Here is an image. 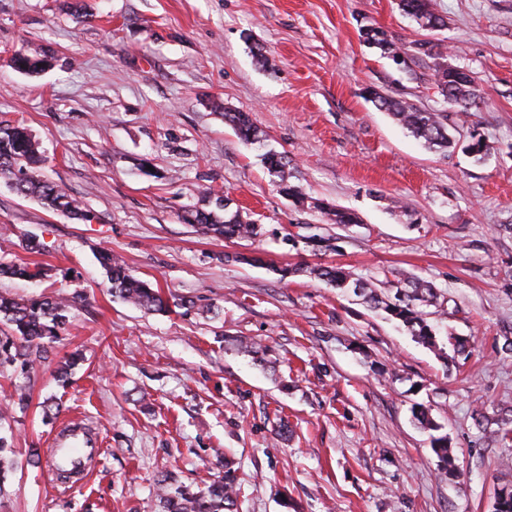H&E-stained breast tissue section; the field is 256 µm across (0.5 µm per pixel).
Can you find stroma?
Returning a JSON list of instances; mask_svg holds the SVG:
<instances>
[{
    "instance_id": "stroma-1",
    "label": "stroma",
    "mask_w": 512,
    "mask_h": 512,
    "mask_svg": "<svg viewBox=\"0 0 512 512\" xmlns=\"http://www.w3.org/2000/svg\"><path fill=\"white\" fill-rule=\"evenodd\" d=\"M430 4L436 30L397 0H0V120L24 124L41 177L95 215L47 212L0 179V259L47 268L39 282L0 280V294L84 297L23 381L27 411L12 407L20 381L0 372L14 450L0 512H158L162 473L191 484L221 457L237 471L239 512H493L497 487L512 484V440L490 435L512 415V0ZM366 25L387 30L405 63L368 47ZM433 44L473 73L478 109L443 102ZM40 48L45 70L10 66ZM369 89L443 113L455 147L429 150ZM238 111L263 142L225 123ZM475 136L490 147L481 161L462 149ZM270 150L301 199L273 186ZM211 191L259 236L186 224ZM334 208L356 223H332ZM104 249L159 284L168 311L112 297ZM314 266L431 282L436 347ZM451 336L469 357L454 356ZM76 351L61 384L56 365ZM419 405L447 434L452 467L415 421ZM69 420L101 455L65 487L33 453Z\"/></svg>"
}]
</instances>
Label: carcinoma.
Segmentation results:
<instances>
[{"instance_id": "1", "label": "carcinoma", "mask_w": 512, "mask_h": 512, "mask_svg": "<svg viewBox=\"0 0 512 512\" xmlns=\"http://www.w3.org/2000/svg\"><path fill=\"white\" fill-rule=\"evenodd\" d=\"M401 10L413 17L426 28L442 25V19L430 8L429 0H400ZM378 28L369 26L363 30V38L381 49L383 53L396 55L394 41L377 38ZM11 65L22 71L36 72L40 65L48 62L43 51L16 53L10 59ZM435 84L443 102L458 106L463 102L473 109L478 107L475 93V78L471 72L458 69L454 80H448V72L436 65ZM368 98L375 105L389 112L414 136L424 140L434 151H446L454 141L448 135V128L440 120V114L422 110L407 102L387 98L374 89L367 90ZM224 119L247 141L259 139V131L246 112H226ZM42 162L38 143L27 128L19 123L0 121V178L10 181L20 195L36 200L46 211L62 214L71 219L90 223L95 219L92 211L78 205L75 199L48 180L35 175V169ZM268 173L279 192L288 197H299L298 188L290 184L288 160L276 153L265 156ZM189 224L201 226L207 232L226 240L252 239L258 235L257 225L242 220L240 212L224 214L219 220L211 211L191 210L185 216ZM99 262L107 274L108 292L147 311L165 312L169 309L167 299L158 285L132 276L126 264L103 250ZM316 278L342 292H353L363 297L373 309H382L393 318L401 320L411 329L419 342L431 348L436 347V336L424 318L423 308L437 304L439 294L430 283L409 276L403 284L395 286L394 296L385 297L382 289L386 283L356 278L342 267L320 266L310 269ZM0 276L26 280H42L47 269L38 262H0ZM82 302V296L70 297L60 294L39 296L32 299L15 300L0 296V368H11L25 373L33 366L47 362L60 330L69 322L70 315ZM418 424L433 432L431 448L440 461L451 463V448L448 438L438 435L441 429L429 416L427 408L420 406L414 412ZM238 479L229 468L201 483L185 485L166 474L159 480L158 502L160 512H235L237 507Z\"/></svg>"}]
</instances>
